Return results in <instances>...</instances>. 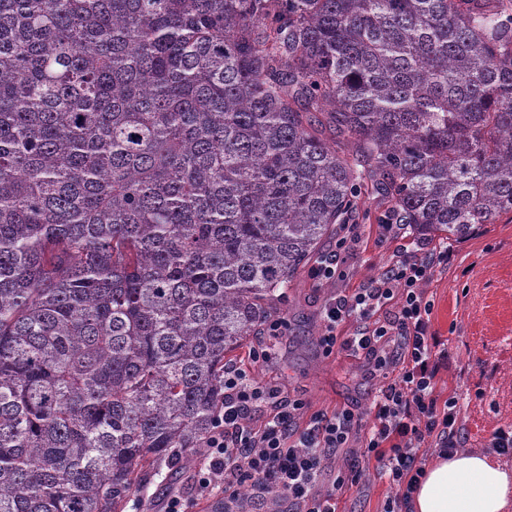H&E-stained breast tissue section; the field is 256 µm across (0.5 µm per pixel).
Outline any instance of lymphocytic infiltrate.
I'll return each mask as SVG.
<instances>
[{
  "mask_svg": "<svg viewBox=\"0 0 512 512\" xmlns=\"http://www.w3.org/2000/svg\"><path fill=\"white\" fill-rule=\"evenodd\" d=\"M454 256L450 247L419 245L397 251L391 263L368 286L331 298L324 308L325 352L342 346L363 358L370 372L385 381L370 407L317 413L304 430L294 427L302 408L277 389L253 383L246 370L224 373V426L207 440L209 464L202 490L211 477L224 476V494L236 497L243 484L284 494L292 512H340L337 490L358 484L355 469L340 472L333 488L323 490L318 477L330 454L363 435V455L375 463L394 490L384 512H405L425 475L429 451L454 453L460 446L462 411L457 396L439 400L436 378L448 360L444 342L432 329L433 304L423 290L436 267ZM389 318L378 319L384 308ZM355 319L353 336L338 340L337 326ZM269 419L254 426L261 408Z\"/></svg>",
  "mask_w": 512,
  "mask_h": 512,
  "instance_id": "obj_1",
  "label": "lymphocytic infiltrate"
}]
</instances>
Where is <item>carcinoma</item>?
Here are the masks:
<instances>
[{
    "label": "carcinoma",
    "instance_id": "1",
    "mask_svg": "<svg viewBox=\"0 0 512 512\" xmlns=\"http://www.w3.org/2000/svg\"><path fill=\"white\" fill-rule=\"evenodd\" d=\"M365 195L512 214V0H0V512L189 462Z\"/></svg>",
    "mask_w": 512,
    "mask_h": 512
}]
</instances>
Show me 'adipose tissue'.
Here are the masks:
<instances>
[{"label": "adipose tissue", "instance_id": "ef3b65f1", "mask_svg": "<svg viewBox=\"0 0 512 512\" xmlns=\"http://www.w3.org/2000/svg\"><path fill=\"white\" fill-rule=\"evenodd\" d=\"M409 512H512V468L457 452L429 464Z\"/></svg>", "mask_w": 512, "mask_h": 512}]
</instances>
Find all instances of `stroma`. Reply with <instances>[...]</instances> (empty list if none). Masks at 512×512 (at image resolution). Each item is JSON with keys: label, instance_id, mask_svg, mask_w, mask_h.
Returning <instances> with one entry per match:
<instances>
[{"label": "stroma", "instance_id": "stroma-1", "mask_svg": "<svg viewBox=\"0 0 512 512\" xmlns=\"http://www.w3.org/2000/svg\"><path fill=\"white\" fill-rule=\"evenodd\" d=\"M382 205L362 198L353 233L359 242L349 261V275L329 283L301 270L265 325L249 337L247 347L227 361L240 367L259 385L276 388L282 396L301 400L297 418L305 426L318 412L346 405L367 409L381 377L371 375L364 360L344 350L325 354L323 307L334 295L368 285L392 260L394 253L414 240L409 226L392 237L380 226ZM452 262L436 269L424 288L433 300L432 326L448 347L450 359L438 375L440 397L456 393L464 402L460 441L464 451L487 453L488 439L499 427L512 426V215L483 227L475 236L455 244ZM267 351L253 361L252 352ZM204 454L192 463L156 475L125 512H167L171 499L181 500L185 512H287L284 497L257 494L243 485L228 502L221 490L201 492L198 484ZM334 468L353 467L361 473L360 487L341 496L343 512H383L393 488L374 465L363 459L359 446L337 453Z\"/></svg>", "mask_w": 512, "mask_h": 512}]
</instances>
